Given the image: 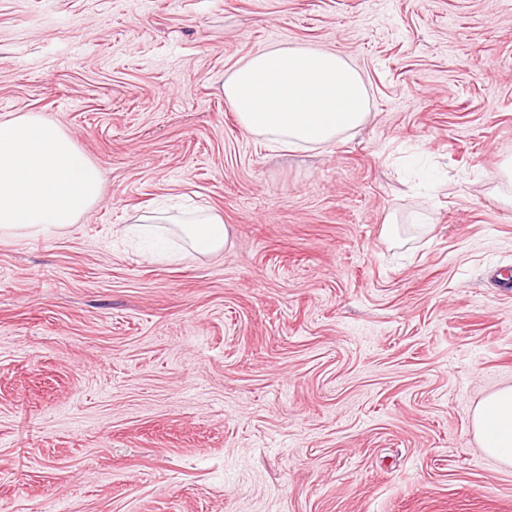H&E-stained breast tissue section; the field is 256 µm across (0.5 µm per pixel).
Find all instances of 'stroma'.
I'll return each mask as SVG.
<instances>
[{
    "label": "stroma",
    "instance_id": "1",
    "mask_svg": "<svg viewBox=\"0 0 512 512\" xmlns=\"http://www.w3.org/2000/svg\"><path fill=\"white\" fill-rule=\"evenodd\" d=\"M278 42L363 72L358 134L242 130L220 87ZM27 112L102 191L0 238V512H512L471 425L512 385V0H0ZM168 205L224 251L122 236Z\"/></svg>",
    "mask_w": 512,
    "mask_h": 512
}]
</instances>
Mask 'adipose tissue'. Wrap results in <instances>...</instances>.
<instances>
[{
	"mask_svg": "<svg viewBox=\"0 0 512 512\" xmlns=\"http://www.w3.org/2000/svg\"><path fill=\"white\" fill-rule=\"evenodd\" d=\"M222 91L241 128L276 150L325 149L359 131L371 115L363 73L332 50L271 46L240 60L225 77ZM129 230L143 238L179 237L203 256L220 253L228 240L223 217L207 210L148 214ZM472 426L483 450L512 466V386L485 397Z\"/></svg>",
	"mask_w": 512,
	"mask_h": 512,
	"instance_id": "1",
	"label": "adipose tissue"
}]
</instances>
